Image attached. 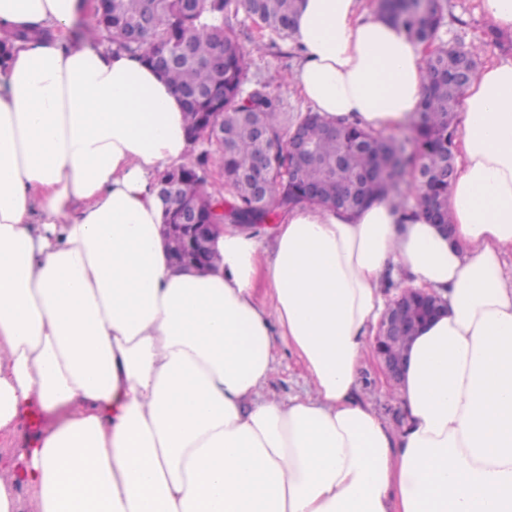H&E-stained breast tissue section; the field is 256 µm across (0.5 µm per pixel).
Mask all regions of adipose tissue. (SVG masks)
I'll return each instance as SVG.
<instances>
[{
    "instance_id": "1",
    "label": "adipose tissue",
    "mask_w": 512,
    "mask_h": 512,
    "mask_svg": "<svg viewBox=\"0 0 512 512\" xmlns=\"http://www.w3.org/2000/svg\"><path fill=\"white\" fill-rule=\"evenodd\" d=\"M81 8L0 0L34 34L0 70V432L64 413L26 451L31 512H512V61L460 96L452 235L386 196L306 203L181 272L153 185L190 156L182 98L73 39ZM290 38L325 119L416 112L425 48L361 0H300ZM390 269L448 301L405 353L397 434L359 384ZM283 348L304 398L263 394Z\"/></svg>"
}]
</instances>
